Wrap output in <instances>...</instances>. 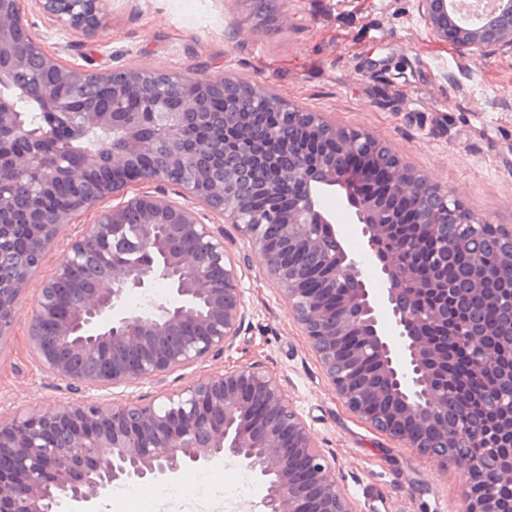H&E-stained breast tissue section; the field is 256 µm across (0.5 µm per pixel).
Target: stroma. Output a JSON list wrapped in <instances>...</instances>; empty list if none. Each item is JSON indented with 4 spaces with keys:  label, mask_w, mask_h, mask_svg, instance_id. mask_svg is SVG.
<instances>
[{
    "label": "stroma",
    "mask_w": 512,
    "mask_h": 512,
    "mask_svg": "<svg viewBox=\"0 0 512 512\" xmlns=\"http://www.w3.org/2000/svg\"><path fill=\"white\" fill-rule=\"evenodd\" d=\"M24 8L45 49L69 65L247 78L374 135L478 217L512 226V49L477 59L437 40L420 0H288L269 30L254 27L253 0L231 9L224 0H106V25L92 38L44 14L36 0ZM223 230L241 278L245 330L223 356L113 389V401H150L203 374L256 364L279 380L318 447L334 457L356 512H456L459 470L440 469L349 409L257 251L235 225ZM73 400L65 383L40 370L23 335L0 344V414ZM205 472L243 484L252 512H262L264 487L230 459L184 469L173 486L192 495Z\"/></svg>",
    "instance_id": "obj_1"
}]
</instances>
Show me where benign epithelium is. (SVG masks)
<instances>
[{
  "instance_id": "obj_1",
  "label": "benign epithelium",
  "mask_w": 512,
  "mask_h": 512,
  "mask_svg": "<svg viewBox=\"0 0 512 512\" xmlns=\"http://www.w3.org/2000/svg\"><path fill=\"white\" fill-rule=\"evenodd\" d=\"M47 14L88 35L104 26L101 0H36ZM475 27L456 23L448 0H421L430 34L479 58L512 47V0ZM16 71L37 62L76 91L88 72L49 54L32 32L21 0L0 11V53ZM115 68L93 73L98 90L84 98L77 128L114 126L116 105L150 98L166 151L160 156L137 125L122 126L123 146L97 139L74 165H47L20 112L0 106V187L33 167L43 170L28 191L26 227L34 242L22 267L10 263L14 225L0 220V342L15 334L14 313L55 246L62 227L92 209L96 219L71 239L65 260L43 279L27 322L30 350L40 369L75 390L79 403L56 409L19 408L0 416V512H89V504L115 485L164 484L187 466L236 461L265 486L262 512H355L342 493L336 467L293 409L277 379L255 365L210 373L157 400L112 402L109 392L159 379L204 362L241 334L245 307L238 270L224 247V232L205 223L215 214L234 224L259 252L264 269L303 325L326 375L348 407L375 430L417 449L441 468L462 475L459 512H512V392L497 398L508 410L500 432L476 433L465 420L448 423L443 358L423 326L448 322V304L431 307L426 289L400 255L412 243H391V225L403 221L399 202L434 239L430 264L442 270L470 251L491 280L512 281V228L477 217L442 183L417 173L385 145L346 131L318 112H305L240 76ZM192 84L188 96L183 87ZM57 84L39 82L33 95L53 117L43 138L59 148L72 137L54 117ZM224 110V159L206 168L211 147L185 145L186 112L206 119ZM65 181L67 205L49 210L41 199ZM155 190L111 207L102 203L133 183ZM198 207L172 200L166 187ZM336 194L362 249L346 251L335 215L323 203ZM284 195L294 204L288 223L276 226L268 246L258 198ZM112 249V266L96 278L92 261ZM171 286L172 299L141 311L123 307L126 293L155 281ZM386 305V312L379 304ZM449 338L474 351L466 385L489 364L508 360L502 384L512 387V330L497 335L484 325L455 318ZM399 339L402 355L392 340ZM485 440L476 459L473 441Z\"/></svg>"
}]
</instances>
